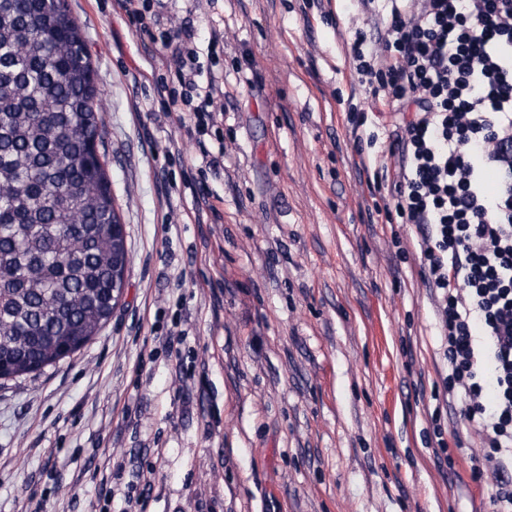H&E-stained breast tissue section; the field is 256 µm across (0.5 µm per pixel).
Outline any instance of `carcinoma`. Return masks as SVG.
<instances>
[{
	"label": "carcinoma",
	"mask_w": 512,
	"mask_h": 512,
	"mask_svg": "<svg viewBox=\"0 0 512 512\" xmlns=\"http://www.w3.org/2000/svg\"><path fill=\"white\" fill-rule=\"evenodd\" d=\"M82 29L63 0H0L2 379L75 355L105 326L127 261Z\"/></svg>",
	"instance_id": "obj_1"
}]
</instances>
